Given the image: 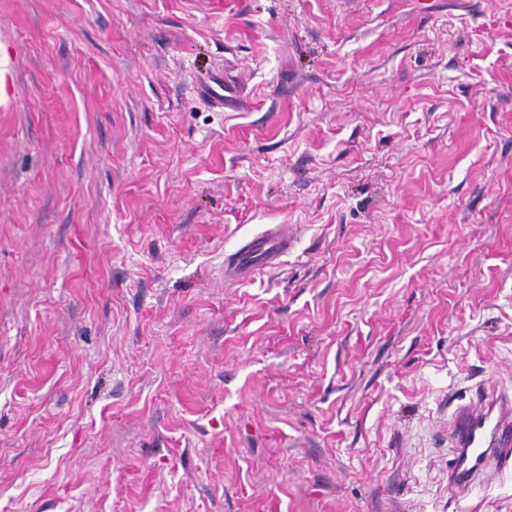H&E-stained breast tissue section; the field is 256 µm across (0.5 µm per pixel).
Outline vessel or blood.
<instances>
[{
  "mask_svg": "<svg viewBox=\"0 0 512 512\" xmlns=\"http://www.w3.org/2000/svg\"><path fill=\"white\" fill-rule=\"evenodd\" d=\"M287 246L283 234L267 232L247 242L236 257L228 260L225 270L230 277L247 278L256 264L276 266ZM449 430L454 454L448 484L464 496L488 471L512 464V389H481L477 403L455 407Z\"/></svg>",
  "mask_w": 512,
  "mask_h": 512,
  "instance_id": "1",
  "label": "vessel or blood"
}]
</instances>
